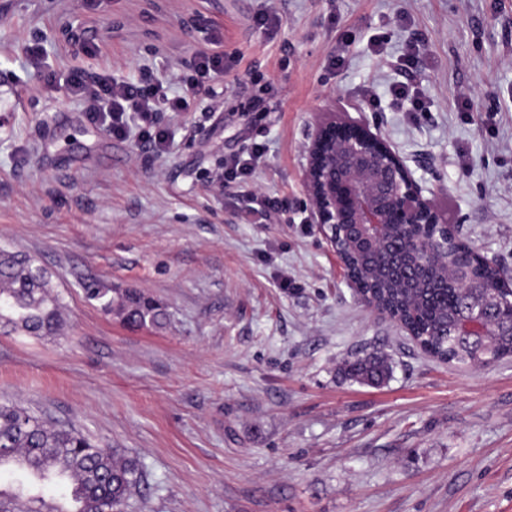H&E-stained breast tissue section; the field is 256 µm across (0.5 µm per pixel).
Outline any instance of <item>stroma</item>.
Instances as JSON below:
<instances>
[{"label":"stroma","mask_w":512,"mask_h":512,"mask_svg":"<svg viewBox=\"0 0 512 512\" xmlns=\"http://www.w3.org/2000/svg\"><path fill=\"white\" fill-rule=\"evenodd\" d=\"M264 6L0 0V247L36 257L66 303L59 335L0 334V403L138 460L126 512H512V358L458 368L360 305L302 182L336 102L512 273V0H274L273 32L255 22ZM216 37L240 65L217 99L158 113L163 153L66 92L80 68L183 94ZM402 83L425 111L393 101ZM256 144L248 187L213 183ZM269 206L274 223H248ZM88 279L158 300L168 323L123 324L85 299ZM376 350L385 384L341 376Z\"/></svg>","instance_id":"35a3bbf8"}]
</instances>
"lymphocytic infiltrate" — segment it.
<instances>
[{
	"instance_id": "lymphocytic-infiltrate-1",
	"label": "lymphocytic infiltrate",
	"mask_w": 512,
	"mask_h": 512,
	"mask_svg": "<svg viewBox=\"0 0 512 512\" xmlns=\"http://www.w3.org/2000/svg\"><path fill=\"white\" fill-rule=\"evenodd\" d=\"M237 63V56L225 55L223 42L217 38L196 53L193 74L184 81L186 94L172 96L163 82H132L107 70L91 76L74 71L68 88L72 96L82 101L92 123L104 126L117 138L137 130L142 143L160 151L167 145L168 134L159 127L157 113L187 111L193 95L205 90L207 83L222 78Z\"/></svg>"
}]
</instances>
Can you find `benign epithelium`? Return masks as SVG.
I'll return each mask as SVG.
<instances>
[{"label": "benign epithelium", "instance_id": "obj_1", "mask_svg": "<svg viewBox=\"0 0 512 512\" xmlns=\"http://www.w3.org/2000/svg\"><path fill=\"white\" fill-rule=\"evenodd\" d=\"M303 154L302 179L313 204L311 221L336 254L354 298L373 314L409 332L405 323L368 291L351 260L361 258L419 288V268L398 255H388L384 245L395 224L446 225L448 219L423 195L422 186L393 145L343 110L321 113ZM405 241L420 262L444 256L427 238L409 234ZM505 284L507 280L501 276L497 287L475 290L477 299L487 303L457 317L459 335L477 339L490 334L492 306L488 300L511 293Z\"/></svg>", "mask_w": 512, "mask_h": 512}]
</instances>
